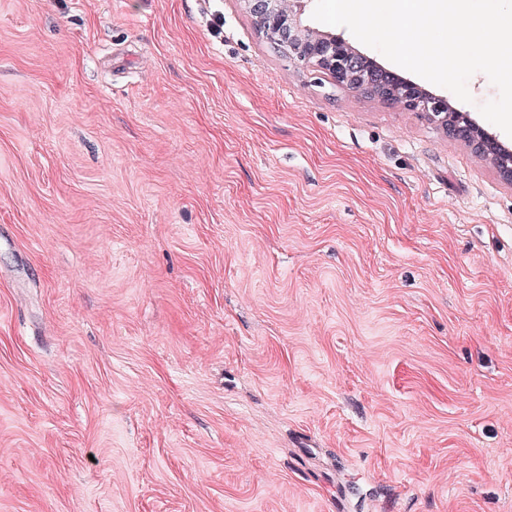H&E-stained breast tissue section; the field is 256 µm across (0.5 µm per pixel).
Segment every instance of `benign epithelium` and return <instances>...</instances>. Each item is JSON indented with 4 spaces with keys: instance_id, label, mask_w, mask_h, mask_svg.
I'll use <instances>...</instances> for the list:
<instances>
[{
    "instance_id": "1",
    "label": "benign epithelium",
    "mask_w": 512,
    "mask_h": 512,
    "mask_svg": "<svg viewBox=\"0 0 512 512\" xmlns=\"http://www.w3.org/2000/svg\"><path fill=\"white\" fill-rule=\"evenodd\" d=\"M303 0H243L265 41L298 64L320 71L344 90L362 92L381 103L421 114L452 140L469 148L512 186V148L486 129L472 113L448 98L368 59L336 34H320L303 24Z\"/></svg>"
}]
</instances>
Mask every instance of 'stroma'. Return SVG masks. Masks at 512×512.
I'll return each mask as SVG.
<instances>
[{"mask_svg":"<svg viewBox=\"0 0 512 512\" xmlns=\"http://www.w3.org/2000/svg\"><path fill=\"white\" fill-rule=\"evenodd\" d=\"M0 512H512V186L242 0H0Z\"/></svg>","mask_w":512,"mask_h":512,"instance_id":"stroma-1","label":"stroma"}]
</instances>
